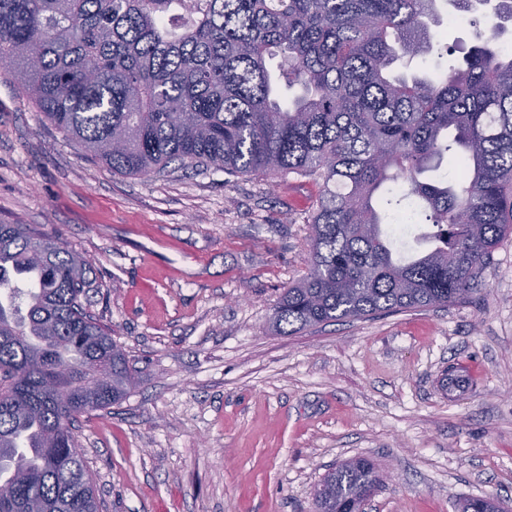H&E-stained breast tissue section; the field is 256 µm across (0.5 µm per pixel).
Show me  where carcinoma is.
<instances>
[{"mask_svg":"<svg viewBox=\"0 0 512 512\" xmlns=\"http://www.w3.org/2000/svg\"><path fill=\"white\" fill-rule=\"evenodd\" d=\"M448 2L481 45L433 75L400 69L440 45L437 0H0V74L114 173L206 162L320 184L308 272L270 317L290 334L460 302L512 235V0ZM410 203L432 230L402 257L383 224ZM87 266L39 226L0 224V512L101 510L73 424L135 373L84 307ZM377 482L343 463L316 512H358Z\"/></svg>","mask_w":512,"mask_h":512,"instance_id":"obj_1","label":"carcinoma"}]
</instances>
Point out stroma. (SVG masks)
I'll use <instances>...</instances> for the list:
<instances>
[{
	"label": "stroma",
	"instance_id": "obj_1",
	"mask_svg": "<svg viewBox=\"0 0 512 512\" xmlns=\"http://www.w3.org/2000/svg\"><path fill=\"white\" fill-rule=\"evenodd\" d=\"M319 191L112 173L0 76V224L45 225L87 258V309L137 374L75 425L103 512H314L355 457L382 479L363 512L512 510V236L469 302L276 335Z\"/></svg>",
	"mask_w": 512,
	"mask_h": 512
}]
</instances>
